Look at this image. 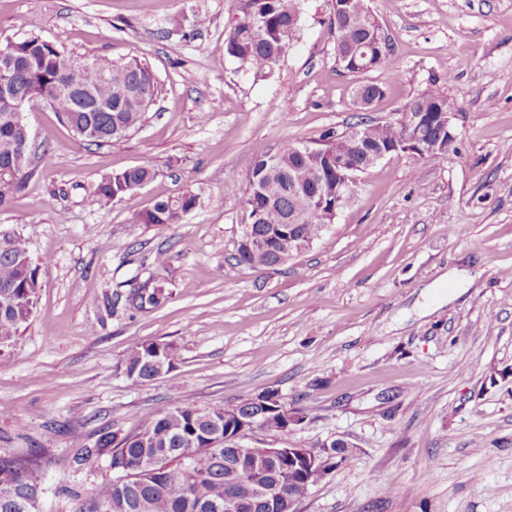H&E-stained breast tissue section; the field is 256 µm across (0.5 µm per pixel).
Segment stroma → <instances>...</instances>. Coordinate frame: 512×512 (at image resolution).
<instances>
[{"instance_id":"1","label":"stroma","mask_w":512,"mask_h":512,"mask_svg":"<svg viewBox=\"0 0 512 512\" xmlns=\"http://www.w3.org/2000/svg\"><path fill=\"white\" fill-rule=\"evenodd\" d=\"M230 0H0V45L29 34L100 62L138 59L158 95L118 144H88L39 100L24 116L35 175L0 232L34 223L37 302L0 350V454L36 459L43 512H87L111 449L77 465L74 436L141 432L178 406L277 391L302 413L253 448L351 446L296 512H512V0H369L392 44L361 109L334 59L330 0H304L298 39L255 80L226 52ZM456 105L458 152L393 154L362 174L321 239L262 271L235 264L255 157L360 118L397 117L424 90ZM56 165L42 166L43 148ZM155 178L99 205L112 171ZM196 208L159 234L133 213L185 192ZM167 251V266L155 256ZM170 284L166 304L128 297ZM172 368L135 386L120 364L146 342Z\"/></svg>"}]
</instances>
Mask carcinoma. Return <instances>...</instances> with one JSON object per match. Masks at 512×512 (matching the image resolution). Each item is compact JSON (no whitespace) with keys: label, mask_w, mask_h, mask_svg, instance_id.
<instances>
[{"label":"carcinoma","mask_w":512,"mask_h":512,"mask_svg":"<svg viewBox=\"0 0 512 512\" xmlns=\"http://www.w3.org/2000/svg\"><path fill=\"white\" fill-rule=\"evenodd\" d=\"M302 0H233V9L226 38L227 52L255 78L273 75L299 31ZM330 27L336 31L334 54L336 63L349 74H365L384 67L387 54L367 41L369 30L380 26L365 0H332ZM16 65L12 80L17 93L33 100L51 96L50 107L61 122L83 140L100 145L120 143L138 129L157 93V83L149 67L137 60L127 62H96L82 56L65 55L53 45L36 37L18 39L14 44ZM358 94L368 95L371 104L385 95L381 83L365 82ZM454 112V102L444 94L427 90L411 100L404 112L394 120L369 124L370 139L393 143L405 135L420 112ZM321 146L337 155H349L363 169L375 166L357 143L335 131H326ZM301 144L290 143L275 153L258 155L250 177L262 184V191L253 186L243 193L247 218L260 215L259 223H249L248 230L272 241L275 251L284 255L303 249L301 241L283 232L288 218L296 216L300 229L306 233L326 221V209L311 201L318 183V169L300 160ZM29 153L7 157L0 152V208L10 204L31 172ZM300 170L304 191L288 189V166ZM156 172L148 167H134L113 172L101 179L95 188V201L107 205L131 194L151 181ZM196 204L190 192L172 200H161L153 208L136 213L132 222L151 224L164 231L179 223L183 214ZM26 234L0 237V291L18 284L23 269H28L33 288L15 289L16 299L0 302V348L18 335L29 320L35 305L38 287V266L34 264L27 238L36 232V225L25 226ZM236 263L249 269L272 266L274 256L263 251L236 247ZM167 300L165 286L138 289L131 303L138 309L159 308ZM149 349L138 347L121 362L123 374L133 385L158 379L156 370L146 362ZM275 393L267 391L244 400L234 408L258 416L268 432L288 435L286 421L280 414L264 416L265 402ZM221 420V406L208 411L184 406L179 415L164 414L144 431L141 440L123 438L114 443V436L103 435L97 447L80 449L78 462L85 466L97 464L99 449L113 446L114 456L129 468L128 479L122 483L107 482L95 493L87 512H224V500L243 490V485L259 478L280 485L283 499L303 498L309 486L298 474L262 456L250 463L246 471L237 470V450L232 443L208 447L211 435ZM309 453L322 460L321 473L346 461L347 453L331 454L326 446H309ZM44 474L39 464H22L8 456H0V512H28L22 507V492L43 488Z\"/></svg>","instance_id":"1"}]
</instances>
